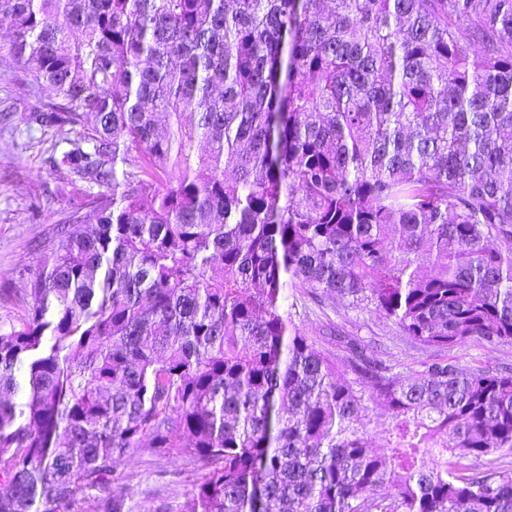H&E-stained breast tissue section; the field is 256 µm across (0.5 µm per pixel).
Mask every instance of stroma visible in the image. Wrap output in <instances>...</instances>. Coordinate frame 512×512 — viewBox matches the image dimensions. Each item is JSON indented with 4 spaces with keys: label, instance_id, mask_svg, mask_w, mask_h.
<instances>
[{
    "label": "stroma",
    "instance_id": "stroma-1",
    "mask_svg": "<svg viewBox=\"0 0 512 512\" xmlns=\"http://www.w3.org/2000/svg\"><path fill=\"white\" fill-rule=\"evenodd\" d=\"M55 98L48 88L30 90L21 68L0 69V328L23 316L17 295L40 263L37 243L64 222L73 200L87 206L97 192L67 168L47 162L50 153H63L68 145L30 117ZM282 305L313 348L336 362L345 354L343 338L350 337L387 363L412 371L423 361L448 356L466 370L512 368V344L487 348L471 342L448 351L426 347L373 307L354 306L339 296L315 299L287 287ZM117 472L140 512H156L163 504L181 512L204 474L189 457L144 450L123 458Z\"/></svg>",
    "mask_w": 512,
    "mask_h": 512
}]
</instances>
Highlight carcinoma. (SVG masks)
Returning a JSON list of instances; mask_svg holds the SVG:
<instances>
[{"label": "carcinoma", "instance_id": "1", "mask_svg": "<svg viewBox=\"0 0 512 512\" xmlns=\"http://www.w3.org/2000/svg\"><path fill=\"white\" fill-rule=\"evenodd\" d=\"M0 16V67L58 97L34 122L88 131L48 163L105 188L0 328V512H135L116 465L143 449L206 470L184 512H512V370L337 364L280 304L289 282L425 346L512 343V0Z\"/></svg>", "mask_w": 512, "mask_h": 512}]
</instances>
